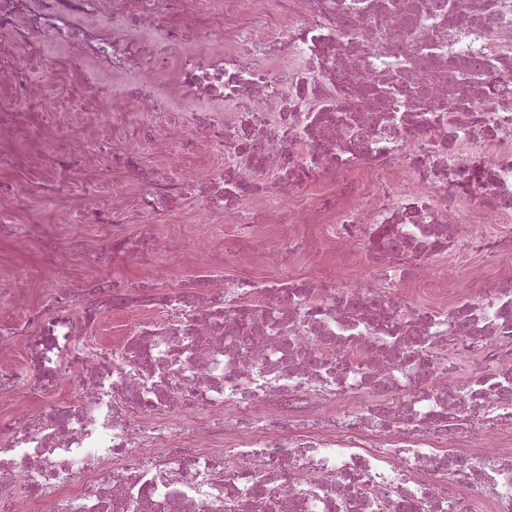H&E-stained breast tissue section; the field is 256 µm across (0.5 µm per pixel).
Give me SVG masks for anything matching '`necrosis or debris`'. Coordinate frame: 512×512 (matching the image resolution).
<instances>
[{
	"label": "necrosis or debris",
	"instance_id": "1",
	"mask_svg": "<svg viewBox=\"0 0 512 512\" xmlns=\"http://www.w3.org/2000/svg\"><path fill=\"white\" fill-rule=\"evenodd\" d=\"M39 33L129 74L114 111L174 154L224 146L205 180L158 176L140 137L54 160L52 194L86 163L138 185L131 209L69 196L113 264L200 222L240 244L286 220L370 243L372 276L34 297L0 266L26 353L0 355V396L48 406L0 417V512H512V274L451 307L400 289L450 279L435 256L512 259V0H0L1 35ZM315 181L335 193L295 205ZM173 207L189 221L159 235ZM107 308L131 318L123 342L80 352Z\"/></svg>",
	"mask_w": 512,
	"mask_h": 512
}]
</instances>
